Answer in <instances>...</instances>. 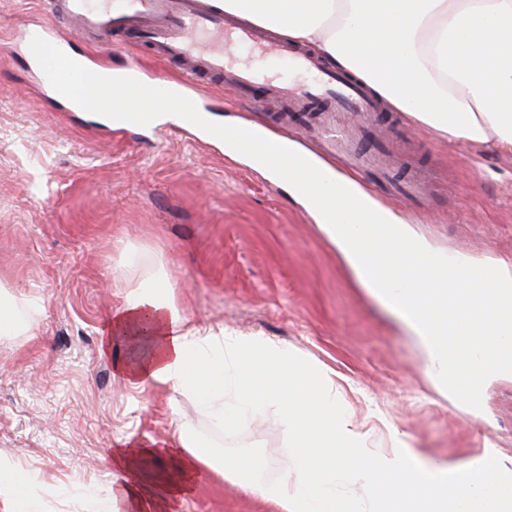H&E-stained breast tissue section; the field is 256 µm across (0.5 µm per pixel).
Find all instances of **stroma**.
Here are the masks:
<instances>
[{
    "label": "stroma",
    "instance_id": "obj_1",
    "mask_svg": "<svg viewBox=\"0 0 512 512\" xmlns=\"http://www.w3.org/2000/svg\"><path fill=\"white\" fill-rule=\"evenodd\" d=\"M50 19L48 0H0V37ZM266 88L213 92L218 123H266L304 140L287 106L256 111ZM366 144L386 138L396 160L425 171L417 208L362 186L411 221L435 249L512 263V155L451 144L396 109L378 113ZM137 256L125 262L122 247ZM168 278L189 326L283 342L325 367L372 448L388 428L428 461L461 464L486 452L512 478V374L491 377L473 409L439 392L412 330L347 266L302 204L244 159L227 161L167 125L110 132L93 114L60 117L30 89L26 60L0 59V291L38 311L34 336L0 338V459L54 512H90L108 489L103 458L144 443L167 460L174 419L230 453L245 451L267 478L284 436L265 422L215 428L193 401L134 387L101 356L113 307L140 281ZM172 512H278L220 477L195 483Z\"/></svg>",
    "mask_w": 512,
    "mask_h": 512
}]
</instances>
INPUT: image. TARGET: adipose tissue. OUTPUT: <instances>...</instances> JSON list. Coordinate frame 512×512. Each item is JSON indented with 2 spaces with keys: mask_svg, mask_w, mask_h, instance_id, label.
I'll return each instance as SVG.
<instances>
[{
  "mask_svg": "<svg viewBox=\"0 0 512 512\" xmlns=\"http://www.w3.org/2000/svg\"><path fill=\"white\" fill-rule=\"evenodd\" d=\"M226 13L262 26L355 73L420 127L448 142L512 155V0H223ZM134 341L117 366L125 383L193 397L221 429L262 417L286 436L277 479L250 456L203 440L176 419L179 454L119 448L95 512H166L209 472L279 512H512V483L495 457L427 464L395 439L368 437L340 405L330 375L288 346L186 326L164 277L140 282L111 315L100 344Z\"/></svg>",
  "mask_w": 512,
  "mask_h": 512,
  "instance_id": "adipose-tissue-1",
  "label": "adipose tissue"
}]
</instances>
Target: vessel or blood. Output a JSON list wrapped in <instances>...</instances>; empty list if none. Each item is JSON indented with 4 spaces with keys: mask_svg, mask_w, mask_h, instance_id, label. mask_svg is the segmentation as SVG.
<instances>
[{
    "mask_svg": "<svg viewBox=\"0 0 512 512\" xmlns=\"http://www.w3.org/2000/svg\"><path fill=\"white\" fill-rule=\"evenodd\" d=\"M59 13V24L32 22L10 37L8 52L28 57L30 71L38 69L30 57L33 37L58 47L76 39H92L95 51L88 63L94 66L111 56L112 35L120 32L128 45L147 43L161 57L187 63L185 77L171 89L198 106L213 80L227 77L236 85L268 83L264 72L240 56V48L245 47L260 56H289L300 79L277 87L276 92L295 111L309 110L320 102L327 103L332 112L368 114L384 109L382 99L353 74L320 66L305 50L270 38L259 26L232 22L214 0H60ZM316 131L324 154L341 157L356 171L371 169V159L335 123H322Z\"/></svg>",
    "mask_w": 512,
    "mask_h": 512,
    "instance_id": "obj_1",
    "label": "vessel or blood"
}]
</instances>
